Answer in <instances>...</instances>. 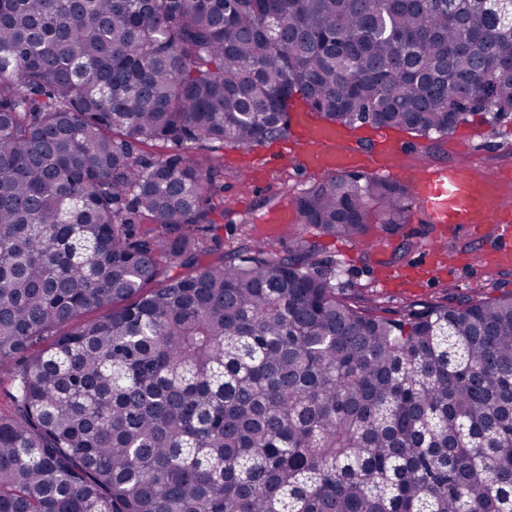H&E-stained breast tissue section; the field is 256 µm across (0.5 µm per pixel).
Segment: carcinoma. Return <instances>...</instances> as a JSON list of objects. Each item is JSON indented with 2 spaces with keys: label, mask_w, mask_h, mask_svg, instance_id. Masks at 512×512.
Segmentation results:
<instances>
[{
  "label": "carcinoma",
  "mask_w": 512,
  "mask_h": 512,
  "mask_svg": "<svg viewBox=\"0 0 512 512\" xmlns=\"http://www.w3.org/2000/svg\"><path fill=\"white\" fill-rule=\"evenodd\" d=\"M300 105L427 137L512 112L494 0H0V512H512V292L376 316L265 241L209 258L224 169ZM409 186L327 177L364 242ZM135 153L145 159H153L156 157H170L183 153L180 146L173 142H145L135 147Z\"/></svg>",
  "instance_id": "1"
}]
</instances>
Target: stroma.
Masks as SVG:
<instances>
[{"instance_id":"obj_1","label":"stroma","mask_w":512,"mask_h":512,"mask_svg":"<svg viewBox=\"0 0 512 512\" xmlns=\"http://www.w3.org/2000/svg\"><path fill=\"white\" fill-rule=\"evenodd\" d=\"M403 151L396 161L394 180L428 165L464 163L483 172L499 174L498 198L512 207V118L495 125L463 123L447 135L429 137L397 132ZM293 138L284 137L250 147L206 144L196 155L223 161L224 208L213 214V225L202 239L205 248L224 251L252 239H272L279 254H287L299 240L318 244L320 269L337 268V287L346 296L378 316L396 318L412 310L463 297L479 298L512 292V269L499 270L472 252L465 233L443 235L440 227L426 222L418 206H411L408 221L398 233L372 228L373 249L349 240L316 237L312 228L293 221L270 226L266 214L289 206L293 194L313 184L292 153ZM445 236L451 255L441 273L422 275L418 285L407 287L390 279L392 273L412 266L427 245Z\"/></svg>"}]
</instances>
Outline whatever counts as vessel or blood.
I'll list each match as a JSON object with an SVG mask.
<instances>
[{"mask_svg": "<svg viewBox=\"0 0 512 512\" xmlns=\"http://www.w3.org/2000/svg\"><path fill=\"white\" fill-rule=\"evenodd\" d=\"M342 138L340 128L328 124H304L298 153L301 167L310 173L343 174L363 168L362 154L336 150ZM377 168L391 172L400 145L385 131L374 136ZM496 179L476 173L471 167L437 165L412 177V188L429 223L465 232L481 241L486 231L496 240L494 257L504 266L512 265V210L499 209L490 215L491 189Z\"/></svg>", "mask_w": 512, "mask_h": 512, "instance_id": "1", "label": "vessel or blood"}]
</instances>
